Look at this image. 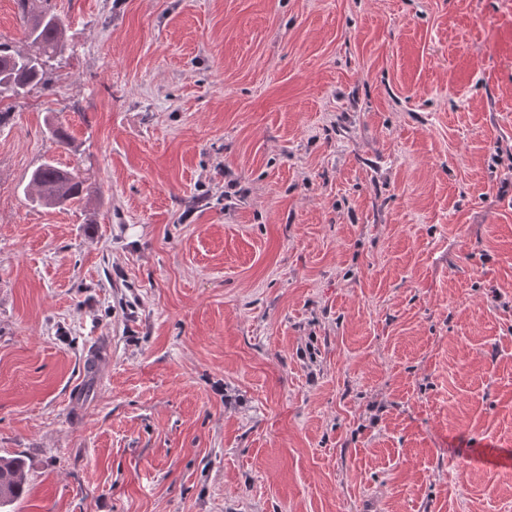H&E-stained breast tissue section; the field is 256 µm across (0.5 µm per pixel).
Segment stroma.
Wrapping results in <instances>:
<instances>
[{
	"instance_id": "stroma-1",
	"label": "stroma",
	"mask_w": 512,
	"mask_h": 512,
	"mask_svg": "<svg viewBox=\"0 0 512 512\" xmlns=\"http://www.w3.org/2000/svg\"><path fill=\"white\" fill-rule=\"evenodd\" d=\"M51 4L0 126L11 512H512V0ZM74 171L45 161L30 174L24 194L32 203L44 208H67L90 195L89 186ZM26 486L25 467L21 459L0 457V511L22 496Z\"/></svg>"
}]
</instances>
